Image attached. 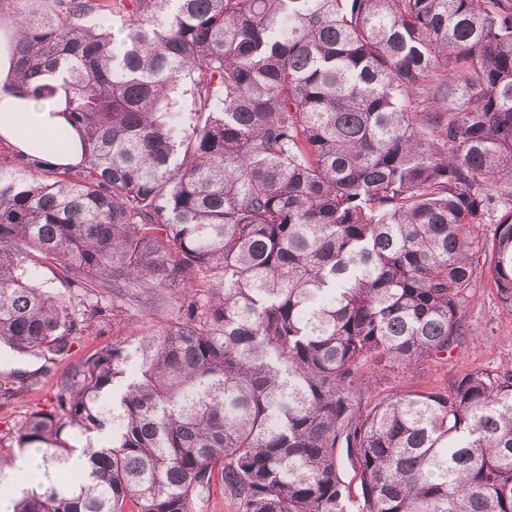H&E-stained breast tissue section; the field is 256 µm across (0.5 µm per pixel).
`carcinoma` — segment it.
<instances>
[{
    "label": "carcinoma",
    "instance_id": "carcinoma-1",
    "mask_svg": "<svg viewBox=\"0 0 512 512\" xmlns=\"http://www.w3.org/2000/svg\"><path fill=\"white\" fill-rule=\"evenodd\" d=\"M7 4L14 77L48 98L66 75L86 153H0V342L50 363L182 286L174 322L80 360L18 430L50 482L0 487L13 512H194L216 486L349 512L342 447L359 512H512L511 372L354 391L368 360L457 347L478 274L512 309V215L480 233L512 194V3ZM338 461L344 484L351 499L350 504L356 508L358 503L362 502L361 487L354 466L347 457L346 448L338 449Z\"/></svg>",
    "mask_w": 512,
    "mask_h": 512
}]
</instances>
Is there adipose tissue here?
<instances>
[{"mask_svg":"<svg viewBox=\"0 0 512 512\" xmlns=\"http://www.w3.org/2000/svg\"><path fill=\"white\" fill-rule=\"evenodd\" d=\"M14 55L13 34L0 27V139L53 168L80 163L84 146L79 131L64 114L68 87L62 76L57 73L47 76L56 88L52 98H33L14 80L11 72Z\"/></svg>","mask_w":512,"mask_h":512,"instance_id":"ef3b65f1","label":"adipose tissue"}]
</instances>
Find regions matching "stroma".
<instances>
[{
	"mask_svg": "<svg viewBox=\"0 0 512 512\" xmlns=\"http://www.w3.org/2000/svg\"><path fill=\"white\" fill-rule=\"evenodd\" d=\"M174 316V305L166 300L149 310L136 304L125 305L106 320L100 335L76 339L70 356L52 366L39 356L0 344V377L13 372L31 376L26 388L9 397L0 396V443L11 444L30 414L47 406L72 364L104 345L129 341ZM463 324L467 330L464 342L442 358L424 361L411 369L366 362L355 384L361 404L402 390L436 391L466 370L512 371V310L502 305L488 278L477 277L469 289Z\"/></svg>",
	"mask_w": 512,
	"mask_h": 512,
	"instance_id": "stroma-1",
	"label": "stroma"
}]
</instances>
